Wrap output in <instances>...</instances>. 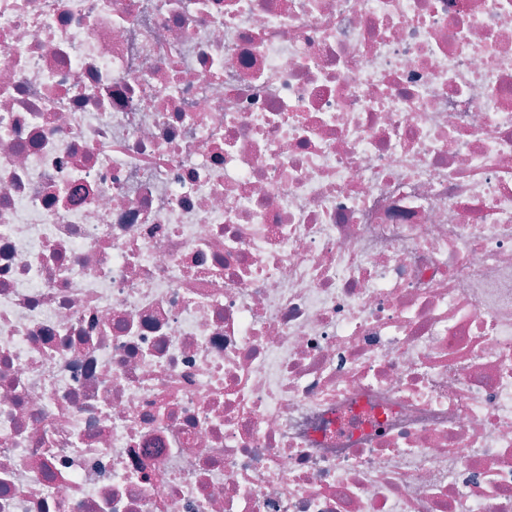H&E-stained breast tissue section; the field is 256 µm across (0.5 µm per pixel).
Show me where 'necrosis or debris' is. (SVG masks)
<instances>
[{"instance_id":"obj_1","label":"necrosis or debris","mask_w":512,"mask_h":512,"mask_svg":"<svg viewBox=\"0 0 512 512\" xmlns=\"http://www.w3.org/2000/svg\"><path fill=\"white\" fill-rule=\"evenodd\" d=\"M0 512H512V0H0Z\"/></svg>"}]
</instances>
